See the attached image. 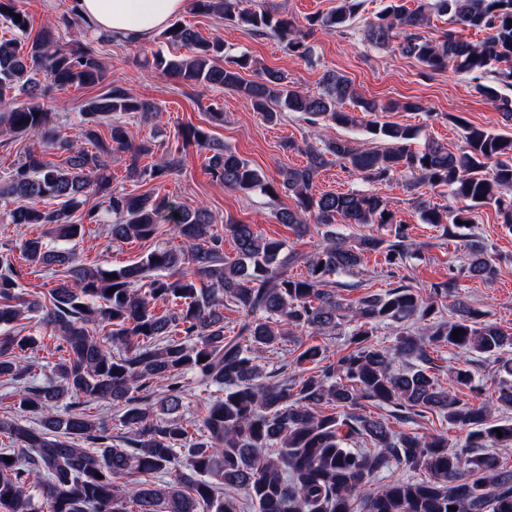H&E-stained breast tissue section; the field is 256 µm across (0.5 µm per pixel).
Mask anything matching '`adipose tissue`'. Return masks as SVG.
I'll list each match as a JSON object with an SVG mask.
<instances>
[{
    "mask_svg": "<svg viewBox=\"0 0 512 512\" xmlns=\"http://www.w3.org/2000/svg\"><path fill=\"white\" fill-rule=\"evenodd\" d=\"M185 7L186 0H76L93 31L131 44L149 40Z\"/></svg>",
    "mask_w": 512,
    "mask_h": 512,
    "instance_id": "adipose-tissue-1",
    "label": "adipose tissue"
}]
</instances>
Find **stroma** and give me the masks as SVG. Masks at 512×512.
Wrapping results in <instances>:
<instances>
[{"mask_svg":"<svg viewBox=\"0 0 512 512\" xmlns=\"http://www.w3.org/2000/svg\"><path fill=\"white\" fill-rule=\"evenodd\" d=\"M178 20L204 38L222 39L228 53L250 55L256 67L245 71L244 77L248 80L256 78L257 68L269 67L285 71L302 89L313 93L319 90L325 71L333 70L347 76L365 98L396 104V111L379 113V120L420 128L416 146H423L425 140L430 139L450 149H458L463 144L462 126L466 123L495 132L505 129L500 113L475 93L467 78L450 72L422 78L416 59L402 56L390 48L373 47L366 41L363 28L343 34L315 32L309 39L312 56L302 60L286 55L280 39L272 34L257 36L189 9L182 12ZM158 50L169 58L187 57L192 53L189 47L166 44L158 35L140 48L118 42L100 45L107 83L66 90L52 87L43 99L45 107L55 114L58 134H70L80 120L83 105L105 92L108 82L112 81L125 86L139 98L155 102L158 107L156 115L146 122L137 116L127 117V126L135 139L148 138L157 147L164 148L175 143L181 128L191 125L230 145L268 177H277L280 169L305 163L306 158L297 147L308 141L309 125L300 114L286 112L277 122H264L249 111L236 93L213 86L188 87L163 75L152 63V55ZM407 101L420 102L422 111H402L400 105ZM214 104L222 108L223 122L211 121L209 109ZM209 157L208 150L195 144L188 146L183 170L157 185L151 181H129L126 177L128 156L117 153L112 157V184L134 194L155 188L188 208L204 206L212 213L219 228L230 218L254 225L263 235L285 241L298 252L301 260L291 265L288 273L294 277L305 275L303 259L319 250L322 235L313 231L299 236L277 221L276 212L294 207V199L259 193L247 196L226 189L212 180L208 170ZM316 189L320 192L365 191L382 196L389 201L398 218L408 224L411 239L424 245L421 254L408 258L404 268L388 270L381 255L369 254L356 272L330 277V287L335 288L341 298L353 301L385 293L401 284L425 295L431 284L451 279L457 288L456 299L482 310L488 321L504 330H512V231L502 223L494 209L477 210L469 227L470 234L482 241L497 258L496 275L483 280L464 276L461 272L467 258L464 239L444 236L440 228L421 223L409 203L403 179L369 183L332 165L321 171L316 179ZM112 220V215L107 214L102 223L86 225L76 248L88 264L116 268L138 260L148 248L180 245L178 239L164 230L147 243L136 240L112 242L106 231ZM36 334L39 343L28 353L32 367L28 381L32 384L50 378L52 366L64 346L63 339L49 328L38 327ZM299 342L321 345L326 362L331 363L347 347L349 332L344 329L333 335H316L307 329L297 331L294 338L281 342L278 349L262 353L260 364L264 374L280 382L291 377L293 370L289 358ZM432 357L444 368L439 375L440 383L448 381L446 366L465 367L472 371L485 395L495 394L494 379L499 374L496 363L471 353H451L444 347L435 348Z\"/></svg>","mask_w":512,"mask_h":512,"instance_id":"1","label":"stroma"}]
</instances>
